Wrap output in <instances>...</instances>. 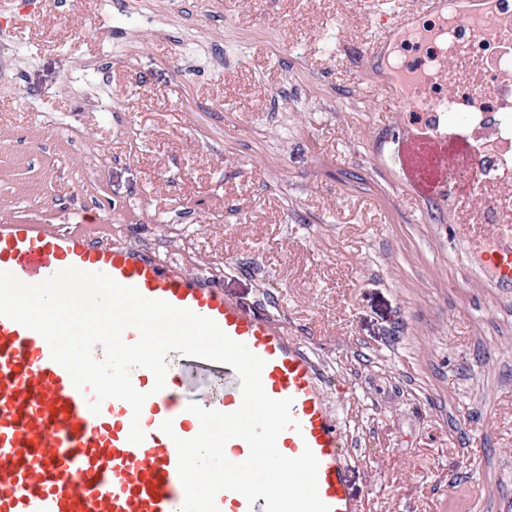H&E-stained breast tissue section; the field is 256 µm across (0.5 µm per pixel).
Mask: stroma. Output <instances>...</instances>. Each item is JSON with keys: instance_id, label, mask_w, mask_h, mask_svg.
Returning a JSON list of instances; mask_svg holds the SVG:
<instances>
[{"instance_id": "1", "label": "stroma", "mask_w": 512, "mask_h": 512, "mask_svg": "<svg viewBox=\"0 0 512 512\" xmlns=\"http://www.w3.org/2000/svg\"><path fill=\"white\" fill-rule=\"evenodd\" d=\"M415 2L0 0V224L146 250L283 320L362 512H512V291L390 158L366 56L373 13Z\"/></svg>"}]
</instances>
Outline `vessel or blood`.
<instances>
[{"label": "vessel or blood", "instance_id": "1", "mask_svg": "<svg viewBox=\"0 0 512 512\" xmlns=\"http://www.w3.org/2000/svg\"><path fill=\"white\" fill-rule=\"evenodd\" d=\"M424 10L404 9L389 21V36L373 43L369 58L388 54L390 43H409L396 68L403 79L396 96L403 112L401 146L407 167L427 195L447 182L450 153L472 143L464 128L449 130L432 115L459 109L460 89L483 88L500 103L512 102V71L486 77V63L474 58L476 38L494 41L498 52L512 53V0H469L462 17L452 0H424ZM457 28L454 54L459 65L447 73L445 51L425 28V16ZM479 269L498 288H512V234L487 238L481 227L461 226ZM74 266L101 272L132 285L151 299L214 319L232 339L265 360L263 385L272 398H293L297 428L278 438L289 457L311 448L319 461L318 490L331 512H362L350 486V451L337 418L323 395L324 377L306 343L289 335L283 321L257 306L227 295L213 277L189 275L148 251L96 243L71 229L47 224H0V271L37 283ZM169 388L152 393V373L136 367L134 387L147 393L140 426L141 444L129 442L132 409L118 399L92 412L91 389L77 390L69 373L52 360L43 337L0 316V512H179L184 499L174 437L190 438L199 421L188 412L195 403L232 412L242 402L235 370L224 363L180 356L167 373ZM172 421L174 436L161 429ZM219 512H265V499L248 503L239 493L218 494Z\"/></svg>", "mask_w": 512, "mask_h": 512}]
</instances>
